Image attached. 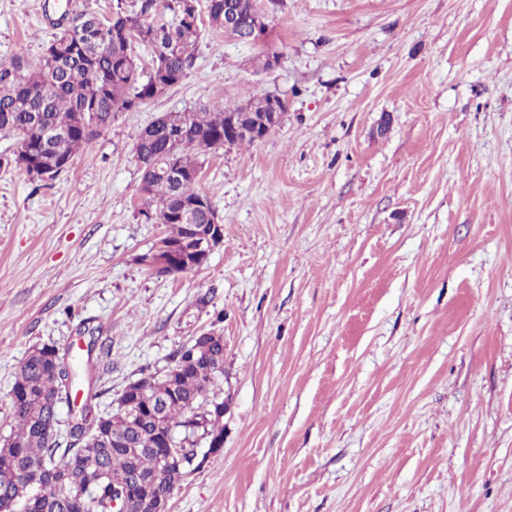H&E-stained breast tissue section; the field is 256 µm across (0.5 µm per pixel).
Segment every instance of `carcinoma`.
<instances>
[{"label": "carcinoma", "instance_id": "carcinoma-1", "mask_svg": "<svg viewBox=\"0 0 512 512\" xmlns=\"http://www.w3.org/2000/svg\"><path fill=\"white\" fill-rule=\"evenodd\" d=\"M169 13L171 19L160 15ZM224 31V0H140L131 16L121 5L112 14H75L57 22L60 32L33 60L22 55L0 64V135L15 139L12 154L0 168H14L35 182L53 179L69 168L64 156H76L99 133L93 121L106 125L118 113L138 110L147 101L179 84L194 66L203 21ZM145 47L151 69L143 67L132 47ZM285 111L281 97L249 94L234 109L209 101L183 112H168L138 135L137 160L144 163L154 211L148 220L167 225L165 240L185 235L177 218L180 200H204L199 221L214 211L197 189L207 153L224 147L230 120L240 129L234 145H251L259 113ZM185 127L186 139L175 143L168 129ZM171 158L181 180L172 184L153 175L159 160ZM55 346L33 349L21 362L11 391L14 432L0 440V506H21V512H112V501L124 487L146 484L153 494L173 491L175 466L168 464V443L155 434L170 433L179 443L190 470L200 469L211 454L196 456L197 434L224 440V336L210 331L197 342L180 347L170 365L143 374L146 393L124 388L111 412L98 415L91 394L73 391L80 372L65 362L53 369ZM75 404L62 440L48 432L59 425L58 406Z\"/></svg>", "mask_w": 512, "mask_h": 512}]
</instances>
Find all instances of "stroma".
<instances>
[{"mask_svg":"<svg viewBox=\"0 0 512 512\" xmlns=\"http://www.w3.org/2000/svg\"><path fill=\"white\" fill-rule=\"evenodd\" d=\"M118 2L0 0V63ZM258 4L260 40L202 27L186 78L54 180L0 170V437L33 348L100 327L106 413L215 328L224 448L170 512H512V0ZM250 93L287 110L205 157L223 247L150 275L139 132Z\"/></svg>","mask_w":512,"mask_h":512,"instance_id":"stroma-1","label":"stroma"}]
</instances>
